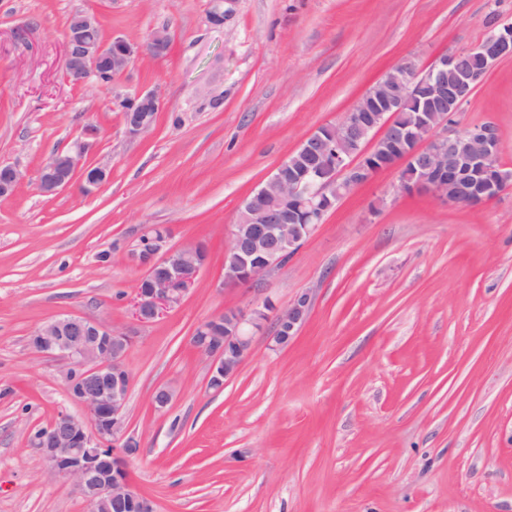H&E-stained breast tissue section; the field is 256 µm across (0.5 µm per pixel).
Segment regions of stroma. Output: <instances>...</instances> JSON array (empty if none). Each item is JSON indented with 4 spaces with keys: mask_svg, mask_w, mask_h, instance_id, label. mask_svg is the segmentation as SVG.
<instances>
[{
    "mask_svg": "<svg viewBox=\"0 0 512 512\" xmlns=\"http://www.w3.org/2000/svg\"><path fill=\"white\" fill-rule=\"evenodd\" d=\"M212 0H0V162L25 180L0 199V512H84L28 438L82 415L59 359L33 328L77 313L135 330L127 423L141 440L128 474L156 512H512V190L476 208L394 195L399 170L344 197L281 269L222 286L240 202L320 126L340 121L399 61L466 50L512 22V0H238L224 26ZM140 50L108 88L69 83L74 13ZM167 30L156 58L142 50ZM157 92L155 124L126 133L121 100ZM493 120L512 168V58L457 116ZM88 123L86 158L111 168L92 193L52 196L40 166ZM205 244L195 288L154 323L132 316L146 226ZM111 254L109 262L98 259ZM312 294L288 347L272 327L238 374L209 385L196 327L271 298ZM172 387L167 409L151 404Z\"/></svg>",
    "mask_w": 512,
    "mask_h": 512,
    "instance_id": "35a3bbf8",
    "label": "stroma"
}]
</instances>
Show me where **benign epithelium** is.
<instances>
[{
  "label": "benign epithelium",
  "instance_id": "1",
  "mask_svg": "<svg viewBox=\"0 0 512 512\" xmlns=\"http://www.w3.org/2000/svg\"><path fill=\"white\" fill-rule=\"evenodd\" d=\"M235 0H215L210 21L221 25L233 14ZM96 14L78 12L65 32L63 67L68 82L80 85L104 70L117 77L133 61L134 51L123 40L96 37ZM170 35L158 30L145 50L154 57L167 53ZM484 65L469 70L467 57ZM512 57V26L491 29L476 46L463 52L444 53L407 78L389 76L370 86L352 107L355 116L336 124V148L331 149L314 132L298 146L311 159L302 176L284 181L288 161L282 160L257 189L247 208L258 216L255 224L235 225L227 250L234 255L231 269L224 270L222 284H256L271 271L285 266L301 245L323 223L331 198L341 199L390 167L410 165L419 177L401 182L400 194L432 193L443 202L476 206L499 198L512 188L496 168L502 143L494 124L486 121L460 132L454 115L469 101L489 69L499 60ZM455 81L448 82V73ZM428 93L429 116L409 136L398 137L395 119L409 89ZM162 105L155 92H142L121 102L126 132L138 136L150 130ZM75 148L49 157L39 168L38 190L57 194L80 181L86 193L105 183L108 166L89 163L84 154L89 141L100 136L93 124L82 127ZM356 137L363 149L355 155L342 153L343 145ZM15 166L0 165V198L12 196L23 181ZM304 197L310 208V224L289 223L293 197ZM128 253L129 262L143 270L136 286L133 318L136 324L153 323L162 311L181 302L198 280L204 264L198 262L201 245H169L164 229L151 234ZM311 309V293L297 295L286 309L267 299L243 312L228 309L198 326L192 339L197 355L210 363V379L216 384L233 378L252 345V334L273 320L274 339L288 345L305 323ZM32 350L64 363L61 372L68 397L83 407L86 416L61 413L29 438L38 450L47 473L68 478L85 504V512H155L153 502L132 485L127 463L137 455L140 440L127 426L130 375L126 357L132 345L129 330H115L77 314H66L40 324L29 336Z\"/></svg>",
  "mask_w": 512,
  "mask_h": 512
}]
</instances>
